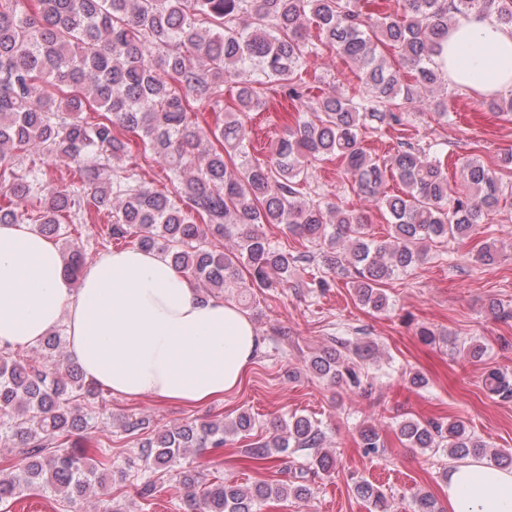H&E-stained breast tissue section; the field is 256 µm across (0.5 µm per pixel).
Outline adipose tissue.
Masks as SVG:
<instances>
[{"mask_svg":"<svg viewBox=\"0 0 512 512\" xmlns=\"http://www.w3.org/2000/svg\"><path fill=\"white\" fill-rule=\"evenodd\" d=\"M449 79L485 94L512 90V28L473 14L448 31ZM65 325L86 380L127 399L196 406L235 390L261 348L233 303L203 299L160 252L99 254L79 279L31 224H0V346L31 347ZM448 512H512V470L449 467Z\"/></svg>","mask_w":512,"mask_h":512,"instance_id":"ef3b65f1","label":"adipose tissue"}]
</instances>
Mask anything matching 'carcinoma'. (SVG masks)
Instances as JSON below:
<instances>
[{"label":"carcinoma","mask_w":512,"mask_h":512,"mask_svg":"<svg viewBox=\"0 0 512 512\" xmlns=\"http://www.w3.org/2000/svg\"><path fill=\"white\" fill-rule=\"evenodd\" d=\"M21 2L0 0V224H34L65 240L61 254L74 277L87 257L69 226L103 214L106 242L158 250L206 298L241 286L243 266L249 284L237 301L247 308L250 290L286 287L299 265L315 262L326 276L311 287L328 288L327 276H345L361 305L383 312L390 306L387 282L501 210V178L480 160H466L452 191L432 147L402 135L397 149L380 157L365 138L383 127L406 131L419 107L448 120V94L439 89L448 85L442 55L449 26L478 13L512 28V0H401L400 11L382 16L364 13L361 0H34L27 11ZM310 23L318 27V45L307 38ZM322 46L356 68L367 95H310L304 73ZM384 48L398 62H388ZM246 71L253 78L242 83L234 106L224 105V83ZM48 86L57 94L46 93ZM270 92L315 120L285 126L261 160L250 153L242 117L266 110ZM91 102L101 109L94 122L81 117ZM195 103L212 108L214 126L193 120ZM486 104L511 116L512 92ZM133 141L176 184L175 194L151 188L124 164ZM36 155L72 164L80 185L53 184ZM332 159L353 190L379 202L387 240H374L366 215L312 188V163ZM390 180L399 185L395 194L384 191ZM271 224L312 249L273 243ZM332 341L336 346L310 360L312 373L331 387L363 388L370 345ZM34 352L40 356L0 347V448L17 449L0 466V512H10L28 490L72 504L93 497L102 512H114L104 478L112 446L95 438L106 415L103 389L65 361L58 330ZM485 386L512 398V379L502 372H489ZM255 425L247 412L164 430L135 413L120 421L142 461L186 490L187 512H261L271 499L310 498L307 475L330 472L333 459L322 451V423L295 414L273 420L246 461L265 467L290 449L311 450L308 467L299 469L302 482L244 489L221 480L195 492L196 471L182 460L230 445ZM76 433L84 443L71 442ZM398 433L412 448H445L457 462L490 456L496 467L512 469V452L488 453L489 444L461 421L406 419ZM359 436L367 455L384 447L373 428ZM355 491L373 512H388L387 498L368 481H356Z\"/></svg>","instance_id":"carcinoma-1"}]
</instances>
